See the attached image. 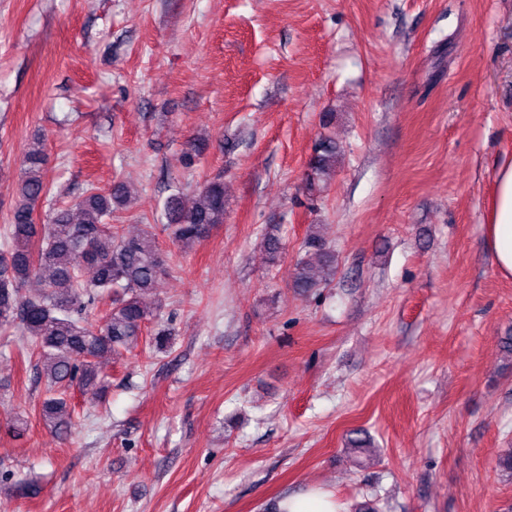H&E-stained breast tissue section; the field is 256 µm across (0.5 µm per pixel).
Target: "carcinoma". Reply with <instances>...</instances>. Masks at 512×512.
<instances>
[{
	"label": "carcinoma",
	"instance_id": "1",
	"mask_svg": "<svg viewBox=\"0 0 512 512\" xmlns=\"http://www.w3.org/2000/svg\"><path fill=\"white\" fill-rule=\"evenodd\" d=\"M336 157L334 142L319 143L310 162L309 190L336 168ZM46 162L39 139L20 162L19 199L0 249V327L20 328L36 356L38 376L48 383L40 415L66 439L72 411L67 391L76 384L90 402H102L107 384L100 359L121 348L137 347L146 325L159 318L161 301L155 300L149 308L143 296L155 290L165 259L150 229L127 237L107 222L112 205L125 203L130 195L122 182L106 190L91 187L72 206L56 210L49 223H35V205L47 194ZM164 210L169 235L189 247L211 226L224 223V182L204 183L190 204L171 195ZM304 247L294 287L307 295L335 276L336 256L314 224ZM263 248L268 263L276 264L281 257L276 229L265 234ZM108 296L111 307L100 319L90 321L91 307Z\"/></svg>",
	"mask_w": 512,
	"mask_h": 512
}]
</instances>
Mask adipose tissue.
<instances>
[{"instance_id": "1", "label": "adipose tissue", "mask_w": 512, "mask_h": 512, "mask_svg": "<svg viewBox=\"0 0 512 512\" xmlns=\"http://www.w3.org/2000/svg\"><path fill=\"white\" fill-rule=\"evenodd\" d=\"M486 242L497 273L512 278V159L501 163L488 205Z\"/></svg>"}]
</instances>
